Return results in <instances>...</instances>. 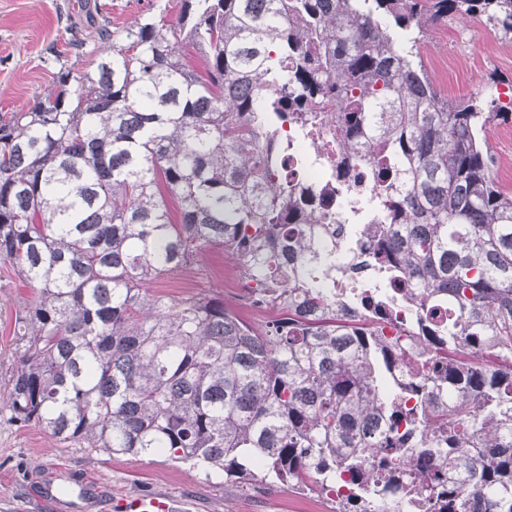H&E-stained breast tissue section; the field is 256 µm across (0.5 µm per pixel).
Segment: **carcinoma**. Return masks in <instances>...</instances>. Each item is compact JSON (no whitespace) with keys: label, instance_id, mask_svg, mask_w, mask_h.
<instances>
[{"label":"carcinoma","instance_id":"cac0c4a2","mask_svg":"<svg viewBox=\"0 0 512 512\" xmlns=\"http://www.w3.org/2000/svg\"><path fill=\"white\" fill-rule=\"evenodd\" d=\"M97 24L94 72L0 123V261L31 288L0 413L92 452L347 491L335 512H512V192L495 99L453 102L426 31L512 0H177ZM276 59H270V53ZM328 107L336 144L388 158L338 266L279 170L277 129ZM214 248L257 328L163 275ZM505 132H512V120L509 119L505 121H495L491 127L489 132L490 141L493 145L494 151V173L495 177L499 183V185L505 191L512 192V173L510 172L509 176L502 175L500 173L499 167L501 165L502 158L505 155H508L509 158L503 163V166L506 170L511 169L510 155H512V140H505L503 138V134Z\"/></svg>","mask_w":512,"mask_h":512}]
</instances>
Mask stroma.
Here are the masks:
<instances>
[{
  "label": "stroma",
  "instance_id": "stroma-1",
  "mask_svg": "<svg viewBox=\"0 0 512 512\" xmlns=\"http://www.w3.org/2000/svg\"><path fill=\"white\" fill-rule=\"evenodd\" d=\"M176 0H0V119L25 101L47 97L64 66L95 67L78 56L71 27L107 19L121 28L144 13L175 20ZM422 57L441 95L452 100L512 89V41L473 19L447 18L426 33ZM228 257L208 252L193 282L182 275L158 279L170 298L216 296L239 304L220 276ZM9 264L0 262V379L15 361L14 323L30 297ZM161 494L186 503L188 512H334L333 497L278 482L234 481L223 473L172 461L165 455L108 457L63 444L34 424L0 414V512H114L127 496Z\"/></svg>",
  "mask_w": 512,
  "mask_h": 512
}]
</instances>
